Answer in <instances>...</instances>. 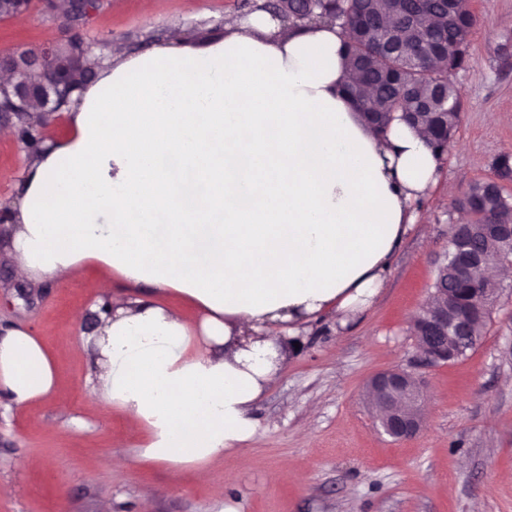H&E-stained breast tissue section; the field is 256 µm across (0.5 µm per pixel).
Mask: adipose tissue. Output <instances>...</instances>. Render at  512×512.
<instances>
[{"label":"adipose tissue","mask_w":512,"mask_h":512,"mask_svg":"<svg viewBox=\"0 0 512 512\" xmlns=\"http://www.w3.org/2000/svg\"><path fill=\"white\" fill-rule=\"evenodd\" d=\"M170 29L107 62L68 136L34 156L9 254L35 284L94 265L99 295L134 288L83 338L84 394L146 429L138 462L177 486L247 452L252 408L304 325L374 303L444 158L423 129L383 136L362 119L338 27L285 32L258 5L201 48ZM58 384L41 340L0 330L1 394L28 406Z\"/></svg>","instance_id":"ef3b65f1"}]
</instances>
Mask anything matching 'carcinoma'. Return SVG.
I'll use <instances>...</instances> for the list:
<instances>
[{
    "mask_svg": "<svg viewBox=\"0 0 512 512\" xmlns=\"http://www.w3.org/2000/svg\"><path fill=\"white\" fill-rule=\"evenodd\" d=\"M465 0H288V20L298 26L331 19L349 32L345 43L347 66L356 75L348 93L358 110L380 114L378 132L387 134L395 114L410 125L427 130L432 147L444 154L453 140L462 107L458 89L449 75L468 64L474 15ZM61 66L55 88L31 100L19 119L18 137L35 154L44 142L42 113L65 111L79 102L95 78L105 56L73 42L57 47ZM446 59L438 68L435 61ZM472 213L473 225H512V194L487 182H475L455 201ZM472 247L483 252L484 262L506 263L512 247L493 237L477 235ZM434 292L448 289V313L466 307L468 335L484 336L490 308L471 292L469 278L435 276Z\"/></svg>",
    "mask_w": 512,
    "mask_h": 512,
    "instance_id": "1",
    "label": "carcinoma"
}]
</instances>
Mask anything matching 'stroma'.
I'll return each mask as SVG.
<instances>
[{
    "instance_id": "35a3bbf8",
    "label": "stroma",
    "mask_w": 512,
    "mask_h": 512,
    "mask_svg": "<svg viewBox=\"0 0 512 512\" xmlns=\"http://www.w3.org/2000/svg\"><path fill=\"white\" fill-rule=\"evenodd\" d=\"M476 23L466 69L452 74L463 108L437 185L396 253L386 288L348 326L328 316L302 330L256 405L259 427L244 454L229 453L171 486L163 466L108 467L144 443L117 409L88 403L93 365L81 344L94 319L98 276L88 267L34 288H15L0 227V325L22 326L56 356L59 396L19 407L0 397V512H512V281L504 283L479 345L457 362L416 368L424 424L407 440L381 433L366 400L371 375L414 368L411 323L431 294L436 261L450 248L458 211L448 190L494 177L512 153V0H471ZM242 0H111L82 31L86 42L135 39L177 18L224 32ZM40 10L0 21V54L66 41ZM30 160L17 137L0 138V212L19 198ZM38 458L20 470L18 458ZM290 464L292 478L282 475ZM233 474L225 486V474Z\"/></svg>"
}]
</instances>
